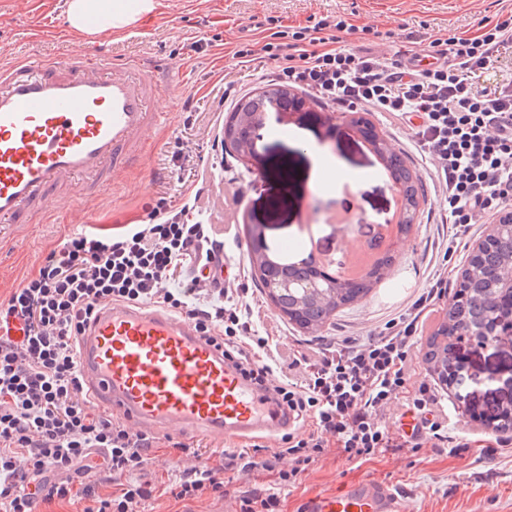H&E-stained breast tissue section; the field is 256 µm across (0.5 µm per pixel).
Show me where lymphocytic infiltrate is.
Masks as SVG:
<instances>
[{
  "label": "lymphocytic infiltrate",
  "mask_w": 512,
  "mask_h": 512,
  "mask_svg": "<svg viewBox=\"0 0 512 512\" xmlns=\"http://www.w3.org/2000/svg\"><path fill=\"white\" fill-rule=\"evenodd\" d=\"M346 26L325 19L322 37L296 31L280 43L245 44L236 55L267 63L271 81L331 111L383 112L413 126L414 146L446 202L440 219L453 242L512 206V85L488 90L476 83L512 45V15L474 36L435 39L425 67L402 51L386 58L337 46ZM223 258L224 234L205 220L200 193L177 208L162 197L146 223L69 235L0 303V512H35L43 498L81 500L82 512H147L157 494L220 498L225 478L257 470L275 480L241 496L240 512H280L282 490L329 449L366 461L443 440L437 391L416 378L410 355L438 289H427L367 341L283 355L272 336L255 329L250 303L228 299L227 288L207 276ZM109 302L150 304L191 320L223 344L242 375L267 385L298 427L270 453L257 444L207 452L175 443L189 467L165 487L152 484L156 437L95 409L77 370L76 337ZM14 323L21 335H11ZM400 398L422 420L414 434L385 421ZM91 473L106 475L110 495L86 482Z\"/></svg>",
  "instance_id": "1"
}]
</instances>
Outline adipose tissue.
<instances>
[{"instance_id": "obj_1", "label": "adipose tissue", "mask_w": 512, "mask_h": 512, "mask_svg": "<svg viewBox=\"0 0 512 512\" xmlns=\"http://www.w3.org/2000/svg\"><path fill=\"white\" fill-rule=\"evenodd\" d=\"M158 0H67L65 22L69 32L86 37H108L152 15Z\"/></svg>"}]
</instances>
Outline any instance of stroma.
<instances>
[{
	"label": "stroma",
	"instance_id": "obj_1",
	"mask_svg": "<svg viewBox=\"0 0 512 512\" xmlns=\"http://www.w3.org/2000/svg\"><path fill=\"white\" fill-rule=\"evenodd\" d=\"M159 2L155 15L102 40L101 45L116 58L138 56L157 66L167 62L179 65V76L160 99L170 115L168 124L150 132L155 148L142 169L124 174L115 189L100 196L91 213H84L77 201L62 200L43 223L5 227L6 241L0 246V301L36 270L52 249L86 224L117 231L145 220L147 207L155 205L159 197L178 206L191 188L199 187L214 206L212 222L230 231L224 241L226 262L233 269L229 286L250 289L257 311L255 324L260 331L278 337L281 352L301 344L329 347L345 338L363 340L381 331L427 287L450 233L446 225L431 221L443 202L422 175L424 159L410 145L411 128L384 114L367 115L422 175L421 207L410 232L396 248L389 277L366 298L341 309L321 332L307 333L276 310L251 269L248 225H265L270 253L299 240L304 252L346 271L370 249L394 238L393 219L401 193L370 146L345 124H330L327 108L318 104L306 112L271 113L250 163H242L232 149L214 150L213 143L223 136L224 123L235 105L224 97L225 81H233L244 95L269 87L260 78V63L241 65L234 50L248 40L274 42L278 31L311 28L322 19L336 17L348 23L338 37L350 48L368 45L388 58L404 45L412 51H428L433 40L443 34L477 33L486 21L512 10V0ZM65 7V0H0V65L30 54L58 58L85 51L86 42H75L65 31ZM200 39L205 40V47L194 49V42ZM179 148L208 161L227 158L232 171L227 174L217 168L201 176L192 169L174 173L171 155ZM322 153L347 173L346 179L326 193L316 190V166ZM236 189L243 192L241 206L225 205V196ZM469 253L466 246L453 253L448 286L436 299L435 311L412 348L417 375L436 376L425 358L427 342L446 318ZM459 374L465 380L463 388L439 387L447 395L443 408L448 412V434L459 443L457 449L406 448L365 463L328 453L286 494L284 512H301L307 498L366 478L397 486L415 512H512V441L492 455L478 443H466L468 434L478 439L486 433L474 419V410L495 408L512 399V391L503 385L512 377V347L463 348ZM463 390L473 393L472 404L460 401ZM269 483L268 476L256 474L231 483L224 497L205 495L178 502L162 496L151 501L148 510L236 512L239 496Z\"/></svg>",
	"mask_w": 512,
	"mask_h": 512
}]
</instances>
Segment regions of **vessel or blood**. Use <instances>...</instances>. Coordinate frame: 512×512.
I'll return each mask as SVG.
<instances>
[{"label": "vessel or blood", "instance_id": "b4317fda", "mask_svg": "<svg viewBox=\"0 0 512 512\" xmlns=\"http://www.w3.org/2000/svg\"><path fill=\"white\" fill-rule=\"evenodd\" d=\"M159 79L97 48L0 68V223L30 224L56 200L92 201L141 166L161 127ZM83 385L139 430L177 428L241 441L292 426L256 384L167 310L105 303L77 338ZM304 512H412L392 485L358 480L310 497Z\"/></svg>", "mask_w": 512, "mask_h": 512}]
</instances>
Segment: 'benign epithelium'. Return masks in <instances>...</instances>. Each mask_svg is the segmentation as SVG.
<instances>
[{
    "mask_svg": "<svg viewBox=\"0 0 512 512\" xmlns=\"http://www.w3.org/2000/svg\"><path fill=\"white\" fill-rule=\"evenodd\" d=\"M269 110L275 112H305L308 110L310 100L294 92L288 93V97L272 96L268 101ZM268 113L262 112L253 116L246 112H232L226 120L225 127L241 129L244 138L237 141L226 138V142L244 161H250L257 152L260 141V131L266 127ZM349 124L362 138L366 139L373 152L384 161L387 156L395 152V147L377 131L376 127L362 117H351ZM253 233L250 239V261L259 276L266 279L268 293L273 295L277 291H285L292 295L301 306L310 302L327 301L335 296V289L346 288L359 278L365 279L376 272L384 279L389 274V268L376 269L371 265L352 277H337L323 269L318 270V277L313 280H298L287 277L279 265H277L268 253L265 242V227L262 224L250 226ZM507 241L512 245V207L502 209L488 226L485 234L476 240L471 249V256L476 257L489 245V242ZM480 282L502 284L512 288V267L506 269L492 268L477 263H467L459 276L458 284L473 286ZM444 335L455 336L451 352H456L461 345L475 343L482 348L498 346L506 341L512 342V297L505 298L493 309L487 311L481 324L474 328L468 323H459L455 326L447 321L443 324Z\"/></svg>",
    "mask_w": 512,
    "mask_h": 512,
    "instance_id": "obj_1",
    "label": "benign epithelium"
}]
</instances>
